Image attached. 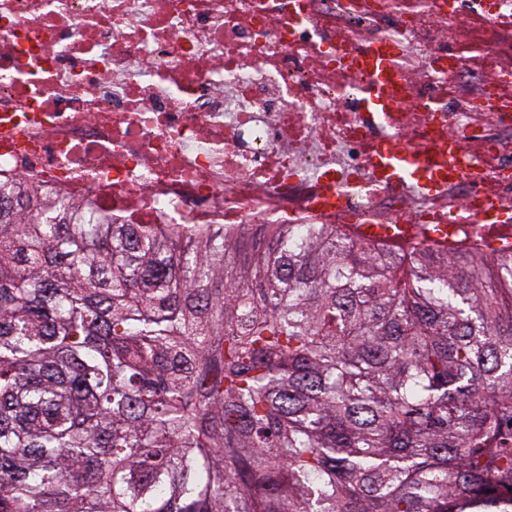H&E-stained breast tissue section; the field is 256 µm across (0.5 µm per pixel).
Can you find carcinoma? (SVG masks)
Here are the masks:
<instances>
[{"label":"carcinoma","mask_w":512,"mask_h":512,"mask_svg":"<svg viewBox=\"0 0 512 512\" xmlns=\"http://www.w3.org/2000/svg\"><path fill=\"white\" fill-rule=\"evenodd\" d=\"M18 191L0 512H512V251Z\"/></svg>","instance_id":"carcinoma-1"}]
</instances>
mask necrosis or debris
I'll return each mask as SVG.
<instances>
[{
	"label": "necrosis or debris",
	"instance_id": "1",
	"mask_svg": "<svg viewBox=\"0 0 512 512\" xmlns=\"http://www.w3.org/2000/svg\"><path fill=\"white\" fill-rule=\"evenodd\" d=\"M457 0H0V179L122 224H431L450 194L379 183L398 139L454 132L467 200L512 204V106L446 93ZM413 61L409 108L368 124L340 67L362 32Z\"/></svg>",
	"mask_w": 512,
	"mask_h": 512
}]
</instances>
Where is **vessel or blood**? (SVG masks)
Listing matches in <instances>:
<instances>
[{
	"mask_svg": "<svg viewBox=\"0 0 512 512\" xmlns=\"http://www.w3.org/2000/svg\"><path fill=\"white\" fill-rule=\"evenodd\" d=\"M354 67L362 68L366 83L363 88L365 110L372 120L380 125L394 122V114L401 108V102L395 90L393 72L396 56L375 43L368 42L356 47ZM431 150L437 162L446 163L449 179L463 175L462 145L457 136L436 142ZM414 151L404 143L391 140L379 148L375 157L386 183L403 188L408 183L418 184L428 195L442 192V182L433 174L422 173L420 166L413 160ZM475 224L479 232L495 247L512 245V211L500 204L490 203L477 210L468 206L449 214L442 223L430 225L427 236L431 241L452 243L453 236L460 223ZM357 234L367 241L380 242L392 247L405 245L411 234L409 225L365 224L359 226Z\"/></svg>",
	"mask_w": 512,
	"mask_h": 512,
	"instance_id": "obj_1",
	"label": "vessel or blood"
}]
</instances>
